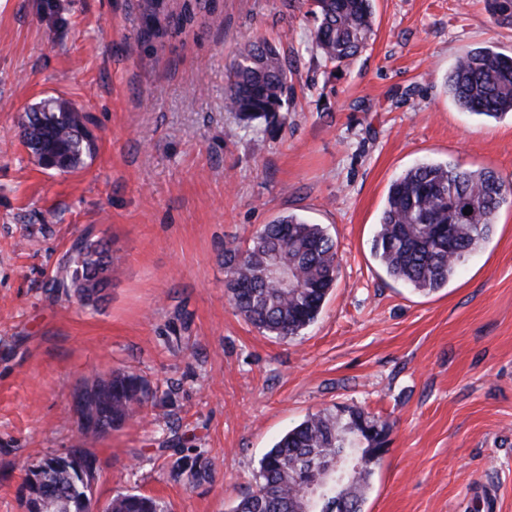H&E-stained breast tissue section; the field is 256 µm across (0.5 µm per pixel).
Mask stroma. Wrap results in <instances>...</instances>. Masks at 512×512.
<instances>
[{
	"mask_svg": "<svg viewBox=\"0 0 512 512\" xmlns=\"http://www.w3.org/2000/svg\"><path fill=\"white\" fill-rule=\"evenodd\" d=\"M374 33L326 62L289 0H217L181 32L144 35L142 0H0V512H22L27 470L76 438L70 397L116 369L159 403L94 447L96 500L129 490L173 512H231L289 428L334 405L392 426L363 512H474L496 489L512 512V205L444 288L389 277L371 252L389 185L424 162L512 181V114L462 111L457 57L512 54L484 0H375ZM275 42L291 89L273 131L224 103L237 51ZM85 112L96 152L46 170L20 138L29 106ZM297 214L338 246L336 284L292 339L260 333L226 292L224 248ZM109 242L98 311L51 285L74 240ZM191 321L179 350L166 338ZM209 463L170 477L178 435Z\"/></svg>",
	"mask_w": 512,
	"mask_h": 512,
	"instance_id": "stroma-1",
	"label": "stroma"
}]
</instances>
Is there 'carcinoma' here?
<instances>
[{
	"label": "carcinoma",
	"mask_w": 512,
	"mask_h": 512,
	"mask_svg": "<svg viewBox=\"0 0 512 512\" xmlns=\"http://www.w3.org/2000/svg\"><path fill=\"white\" fill-rule=\"evenodd\" d=\"M151 29H177L194 9L175 16L165 0H150ZM317 22L314 38L325 61L339 67L356 57L373 33V0H306ZM490 22L512 29V0H485ZM290 71L277 46L257 36L239 49L225 87V106L251 124L271 127L290 88ZM449 95L464 110L499 118L512 112V55L478 48L460 56L448 72ZM86 113L60 98H47L26 113L20 138L37 163L63 172L82 167L94 151ZM512 204V182L489 169L465 170L451 162L415 166L389 187L372 251L387 274L418 291L448 285L466 258L492 234L498 210ZM472 214L466 215L464 209ZM114 257L108 244L85 234L66 252L54 288L97 308L112 281ZM226 289L235 310L265 335L288 338L315 322L336 283V241L319 224L288 214L257 229L245 246L224 248ZM291 271L286 288L271 269ZM76 447L94 459L93 444L122 429L157 397L140 376L115 370L112 378L87 386ZM391 426L352 406H335L307 416L285 433L260 462L255 489L233 512H362L363 492L378 449L389 446ZM172 463L176 481L211 478L202 454H182ZM25 475L41 512H84L82 465L57 454ZM317 474V499L305 502L304 477ZM112 512H171L164 500L144 493H119Z\"/></svg>",
	"instance_id": "obj_1"
}]
</instances>
